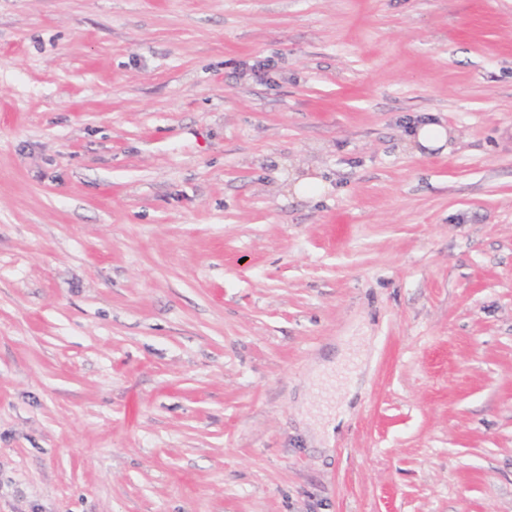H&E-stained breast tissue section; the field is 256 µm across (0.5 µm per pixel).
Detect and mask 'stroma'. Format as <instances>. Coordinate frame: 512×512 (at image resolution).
I'll return each mask as SVG.
<instances>
[{
    "mask_svg": "<svg viewBox=\"0 0 512 512\" xmlns=\"http://www.w3.org/2000/svg\"><path fill=\"white\" fill-rule=\"evenodd\" d=\"M0 512H512V0H0ZM447 140L448 131L441 124L435 122L424 123L416 129L415 141L426 150L441 148Z\"/></svg>",
    "mask_w": 512,
    "mask_h": 512,
    "instance_id": "1",
    "label": "stroma"
}]
</instances>
